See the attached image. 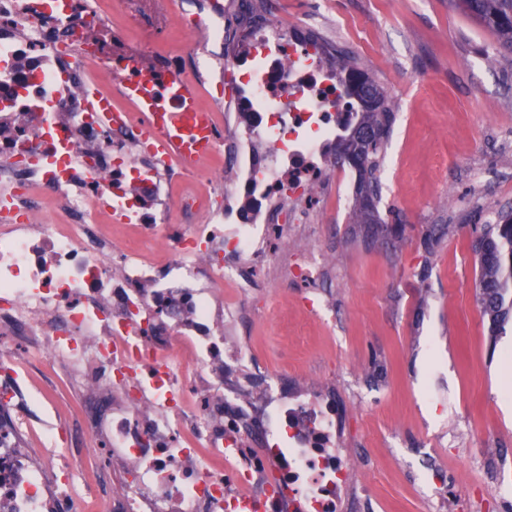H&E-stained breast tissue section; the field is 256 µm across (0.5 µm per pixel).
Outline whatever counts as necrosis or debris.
<instances>
[{"mask_svg": "<svg viewBox=\"0 0 512 512\" xmlns=\"http://www.w3.org/2000/svg\"><path fill=\"white\" fill-rule=\"evenodd\" d=\"M112 12L0 0V512H89L74 463L33 447L42 401L18 371L33 356L79 393L83 457L105 512H357L334 391L296 389L261 367L224 324L251 283L242 268L314 285L326 253L288 248L323 202L312 185L350 110L326 78L312 30L261 23L251 33L252 124L241 133L235 192L266 224L221 225L209 193L191 224H161L127 178L160 193L171 160L138 152L141 132L87 111ZM145 231L156 259L122 247L113 227Z\"/></svg>", "mask_w": 512, "mask_h": 512, "instance_id": "necrosis-or-debris-1", "label": "necrosis or debris"}]
</instances>
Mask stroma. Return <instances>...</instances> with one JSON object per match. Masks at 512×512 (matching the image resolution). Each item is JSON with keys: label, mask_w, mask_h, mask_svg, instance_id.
I'll list each match as a JSON object with an SVG mask.
<instances>
[{"label": "stroma", "mask_w": 512, "mask_h": 512, "mask_svg": "<svg viewBox=\"0 0 512 512\" xmlns=\"http://www.w3.org/2000/svg\"><path fill=\"white\" fill-rule=\"evenodd\" d=\"M315 19L320 39L352 50L396 105L381 164L379 212L402 238L365 237L352 204L318 208L315 242L334 253L323 314L304 285L258 282L226 332L289 376L334 385L352 454L376 473L365 512H430L449 474L476 512H512L492 478L512 470V320L498 331L477 301L473 225L512 210V57L454 0H274ZM125 42L154 32L173 64H208L202 104L221 112L231 143L247 87L197 19L236 31L227 0H132Z\"/></svg>", "instance_id": "1"}]
</instances>
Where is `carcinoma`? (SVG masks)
Wrapping results in <instances>:
<instances>
[{"mask_svg":"<svg viewBox=\"0 0 512 512\" xmlns=\"http://www.w3.org/2000/svg\"><path fill=\"white\" fill-rule=\"evenodd\" d=\"M457 6L481 25L494 31L501 46L512 51V0H457ZM336 80L352 100L353 113L341 126L333 147L334 157L358 170L359 182L353 223L379 232L383 223L377 171L394 120L395 106L375 80L349 52L331 46ZM475 241L484 245L476 252L480 264L478 296L493 329L512 318V213L496 224H483Z\"/></svg>","mask_w":512,"mask_h":512,"instance_id":"1","label":"carcinoma"}]
</instances>
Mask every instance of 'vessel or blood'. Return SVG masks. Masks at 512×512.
I'll return each instance as SVG.
<instances>
[{"instance_id": "vessel-or-blood-1", "label": "vessel or blood", "mask_w": 512, "mask_h": 512, "mask_svg": "<svg viewBox=\"0 0 512 512\" xmlns=\"http://www.w3.org/2000/svg\"><path fill=\"white\" fill-rule=\"evenodd\" d=\"M120 96L138 112L148 147L194 169L219 140L213 115L198 104L197 87L169 70L147 63L112 61Z\"/></svg>"}]
</instances>
